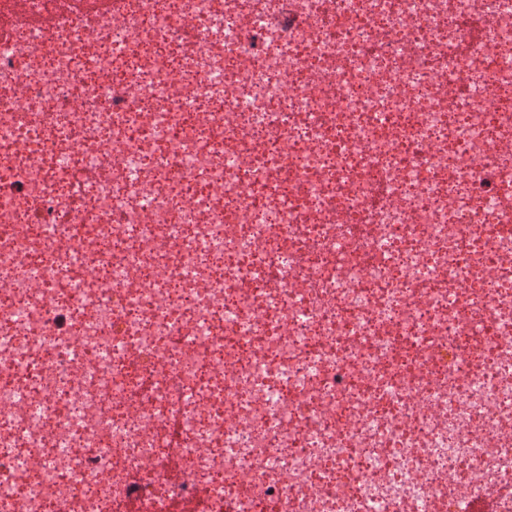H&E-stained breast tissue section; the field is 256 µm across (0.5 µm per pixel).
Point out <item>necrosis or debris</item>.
<instances>
[{
    "label": "necrosis or debris",
    "mask_w": 512,
    "mask_h": 512,
    "mask_svg": "<svg viewBox=\"0 0 512 512\" xmlns=\"http://www.w3.org/2000/svg\"><path fill=\"white\" fill-rule=\"evenodd\" d=\"M60 5L0 0L62 15L0 45V512H512V0ZM465 37L459 46V55L464 58L491 38L486 21L473 23L466 28Z\"/></svg>",
    "instance_id": "obj_1"
}]
</instances>
